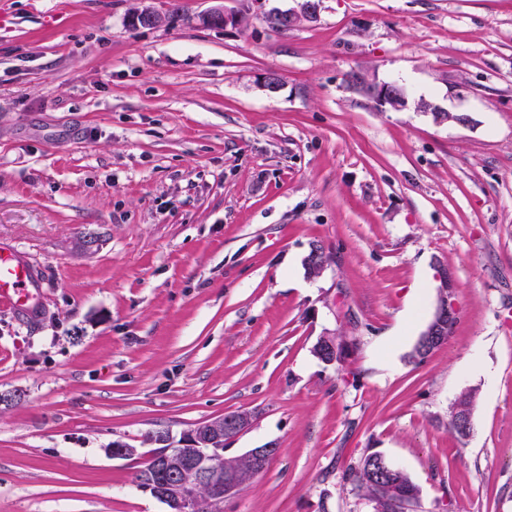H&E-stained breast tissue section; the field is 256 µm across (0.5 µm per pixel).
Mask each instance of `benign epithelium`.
Masks as SVG:
<instances>
[{"label": "benign epithelium", "mask_w": 512, "mask_h": 512, "mask_svg": "<svg viewBox=\"0 0 512 512\" xmlns=\"http://www.w3.org/2000/svg\"><path fill=\"white\" fill-rule=\"evenodd\" d=\"M318 12L319 0H300L298 9L279 10L275 15L288 26L295 27L302 21L316 19ZM131 20L137 27H157L164 22L162 15L150 6L134 12ZM236 23V16L224 12L222 6L196 16V24L204 28L223 29ZM347 84L362 94L373 96L383 106L397 109L407 102L405 89L396 83H369L350 75ZM436 268L437 303L421 339V350L427 354L447 342L448 321L457 315L453 301L454 277L442 262H436ZM450 412L461 429L468 434L472 432L473 407L454 404ZM250 423L251 414L238 411L197 424L178 438L166 431L150 434L147 439L150 450L145 456L154 461V467L142 488L164 502L168 512H196L200 502L198 487L203 482L210 489V507L214 512H224V501L238 494L245 482L235 474L215 469L214 463L224 458V446L245 431ZM277 453L275 443L250 449L245 457L254 464L252 475L260 473Z\"/></svg>", "instance_id": "obj_1"}]
</instances>
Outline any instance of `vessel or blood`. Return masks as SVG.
Listing matches in <instances>:
<instances>
[{"instance_id": "1", "label": "vessel or blood", "mask_w": 512, "mask_h": 512, "mask_svg": "<svg viewBox=\"0 0 512 512\" xmlns=\"http://www.w3.org/2000/svg\"><path fill=\"white\" fill-rule=\"evenodd\" d=\"M42 302L35 270L16 249L0 247V306L33 314L40 311Z\"/></svg>"}]
</instances>
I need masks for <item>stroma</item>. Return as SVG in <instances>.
<instances>
[{"mask_svg": "<svg viewBox=\"0 0 512 512\" xmlns=\"http://www.w3.org/2000/svg\"><path fill=\"white\" fill-rule=\"evenodd\" d=\"M142 1L0 0V246L44 296L0 308V512H167L108 444L237 411L225 457L279 451L224 512H372L342 475L374 452L416 512H512V0H320L285 31L296 0L131 28ZM439 261L459 319L414 363ZM299 8L297 10H279L274 12L277 17H270L269 23L271 26L276 25L279 19L288 24V27L297 26L300 21H311L317 18L319 12L318 0H300ZM196 24L204 28L223 29L229 25H236L235 15L224 12V6L213 8L196 15ZM347 84L362 94H369L375 101L383 106H390L394 109L403 107L407 102L405 89L396 83L384 82L380 84L364 81L358 74L349 75ZM400 103H405L404 105Z\"/></svg>", "mask_w": 512, "mask_h": 512, "instance_id": "obj_1", "label": "stroma"}]
</instances>
